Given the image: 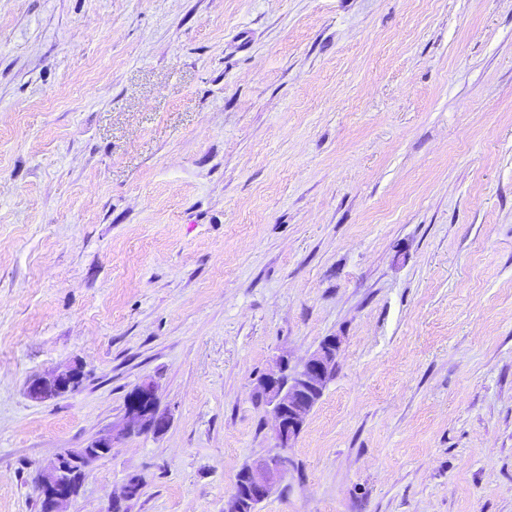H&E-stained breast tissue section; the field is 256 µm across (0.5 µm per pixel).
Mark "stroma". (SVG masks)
<instances>
[{
	"label": "stroma",
	"instance_id": "obj_1",
	"mask_svg": "<svg viewBox=\"0 0 512 512\" xmlns=\"http://www.w3.org/2000/svg\"><path fill=\"white\" fill-rule=\"evenodd\" d=\"M330 337L260 512H512V0H0V512L145 379L66 512H224ZM338 344L332 338L324 341L301 365L288 372V357L276 360L278 373L260 377L255 394L271 406L275 422L274 440L277 451L243 467L248 498H243L239 484L224 501V512H258L291 465L287 448H293L302 427L335 375ZM82 377L77 370L58 374L49 378L34 379L28 386V394L34 400L62 395L77 390Z\"/></svg>",
	"mask_w": 512,
	"mask_h": 512
}]
</instances>
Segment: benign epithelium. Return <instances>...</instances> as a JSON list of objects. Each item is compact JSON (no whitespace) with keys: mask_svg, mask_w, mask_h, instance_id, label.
<instances>
[{"mask_svg":"<svg viewBox=\"0 0 512 512\" xmlns=\"http://www.w3.org/2000/svg\"><path fill=\"white\" fill-rule=\"evenodd\" d=\"M338 344L332 338L324 341L301 365L289 368L288 358L276 360L278 372L260 377L255 394L271 406L275 422L276 452L243 467L249 496L242 497L239 488L224 501V512H258L291 465L288 449L293 447L302 427L335 375ZM81 384L80 372L71 370L49 378H37L28 386L34 400L73 392ZM126 403L124 420L112 426V433L94 440L88 449L66 450L59 454L51 470L42 475V505L46 512H62V506L75 496L77 476H86L88 468L107 457L115 441L133 433L160 434L169 424L157 407L153 383L143 381L132 390Z\"/></svg>","mask_w":512,"mask_h":512,"instance_id":"1","label":"benign epithelium"}]
</instances>
